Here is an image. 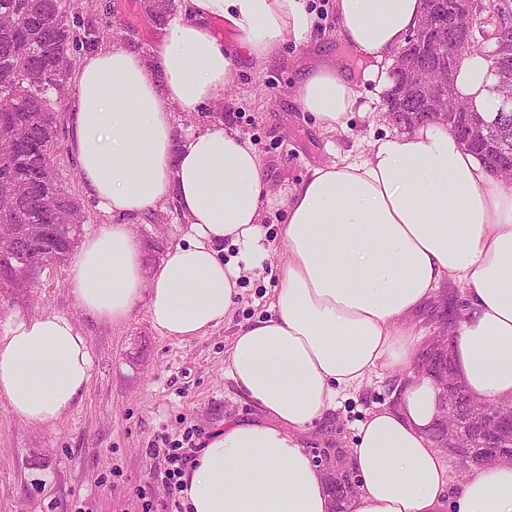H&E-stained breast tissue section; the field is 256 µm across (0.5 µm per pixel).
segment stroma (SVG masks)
Masks as SVG:
<instances>
[{
    "instance_id": "1",
    "label": "stroma",
    "mask_w": 512,
    "mask_h": 512,
    "mask_svg": "<svg viewBox=\"0 0 512 512\" xmlns=\"http://www.w3.org/2000/svg\"><path fill=\"white\" fill-rule=\"evenodd\" d=\"M306 4L316 20L306 40L285 36L271 60L239 64L222 101L176 114L182 133L221 121L247 138L266 165L275 196L262 215L269 258L262 271L242 280V293L224 323L179 340L157 330L143 307L120 326L93 319L81 310L64 265L41 272L31 288L0 295V331L25 314L66 315L87 336L94 365L82 401L54 424L24 423L0 402V512H167L179 492L150 473L149 450L160 437L178 441L192 428L196 444L203 446L225 421L262 420L261 408L239 391L227 365L235 332L264 315L273 295L286 196L312 167L368 153L375 140L399 132L393 123L375 119L384 92L363 81L359 58L340 41L334 0ZM68 5L70 24L83 39L75 57L110 45L145 52L159 36L161 23L144 0H68ZM336 58L344 60L368 111L354 114L347 130L326 133L302 111L294 88L304 69ZM67 139L66 124H59L55 167L65 190L86 208L83 232L89 235L112 217L85 194ZM129 222L150 265L164 259L186 230L171 204ZM399 381L390 372L372 379L305 432L303 444L313 459L348 451L359 421L388 402Z\"/></svg>"
}]
</instances>
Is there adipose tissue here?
Wrapping results in <instances>:
<instances>
[{
  "mask_svg": "<svg viewBox=\"0 0 512 512\" xmlns=\"http://www.w3.org/2000/svg\"><path fill=\"white\" fill-rule=\"evenodd\" d=\"M340 40L367 60L365 80L417 26L423 0H335ZM219 19L239 54L215 36ZM306 0H183L149 53L83 56L66 115L68 148L87 196L114 221L84 242L68 280L81 309L119 326L138 306L163 334L187 339L226 320L240 282L268 259L265 166L238 132L215 123L178 137L175 111L222 100L240 55L270 60L284 36L310 33ZM482 54L467 56L457 92L478 112L501 103ZM296 98L328 133L360 107L342 63L315 68ZM175 203L188 232L158 264L125 217ZM283 260L269 316L240 327L229 373L265 413L225 422L182 477L187 512H331L301 432L379 371L403 381L391 404L360 421L347 464L358 482L349 512H512V464L451 477L430 439L438 390L416 375L408 320L446 282L470 311L448 340L467 397L512 400V187L435 120L373 142L363 156L313 167L284 202ZM236 256L225 258L226 246ZM89 341L57 313L15 318L0 334V400L23 421L52 424L92 378Z\"/></svg>",
  "mask_w": 512,
  "mask_h": 512,
  "instance_id": "ef3b65f1",
  "label": "adipose tissue"
}]
</instances>
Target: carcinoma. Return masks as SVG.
Wrapping results in <instances>:
<instances>
[{"instance_id": "carcinoma-1", "label": "carcinoma", "mask_w": 512, "mask_h": 512, "mask_svg": "<svg viewBox=\"0 0 512 512\" xmlns=\"http://www.w3.org/2000/svg\"><path fill=\"white\" fill-rule=\"evenodd\" d=\"M28 0H0V225L39 224L42 232L21 236L0 249V289L28 288L45 262L61 265L77 247L87 215L81 204L62 186L57 176L54 152L58 148L57 128L61 113L53 94L62 88L64 76L58 68L70 62L71 50L78 47L71 32L67 0H35L38 10L27 9ZM448 20V39L456 36V26H472V18L459 15L463 0H429ZM393 86L385 94V107L395 113L405 128L431 120L420 101L400 102V73L392 74ZM418 96L423 98L440 80L433 72L415 76ZM447 109L457 115V129L464 127L475 111L448 84ZM497 126L488 140L472 151L489 170L512 184V112L494 115ZM328 491L335 512H344L343 503L357 492L349 469L330 477Z\"/></svg>"}]
</instances>
